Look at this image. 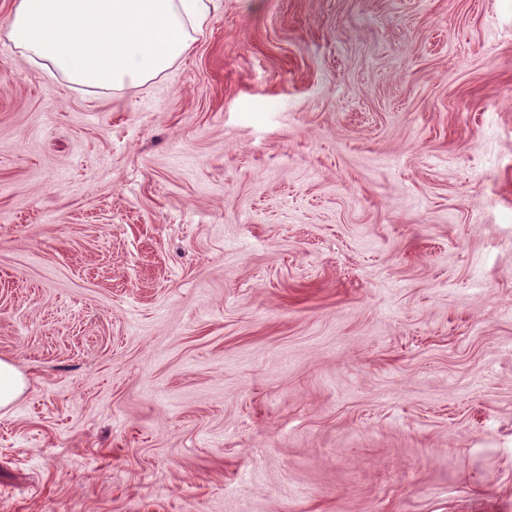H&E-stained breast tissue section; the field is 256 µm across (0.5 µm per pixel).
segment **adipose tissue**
Here are the masks:
<instances>
[{
    "label": "adipose tissue",
    "mask_w": 512,
    "mask_h": 512,
    "mask_svg": "<svg viewBox=\"0 0 512 512\" xmlns=\"http://www.w3.org/2000/svg\"><path fill=\"white\" fill-rule=\"evenodd\" d=\"M212 0H14L7 37L27 60L70 82L148 81L190 49Z\"/></svg>",
    "instance_id": "ef3b65f1"
}]
</instances>
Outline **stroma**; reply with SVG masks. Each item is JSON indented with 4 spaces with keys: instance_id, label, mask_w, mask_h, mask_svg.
I'll return each mask as SVG.
<instances>
[{
    "instance_id": "stroma-1",
    "label": "stroma",
    "mask_w": 512,
    "mask_h": 512,
    "mask_svg": "<svg viewBox=\"0 0 512 512\" xmlns=\"http://www.w3.org/2000/svg\"><path fill=\"white\" fill-rule=\"evenodd\" d=\"M0 0V512H512V0H216L155 78ZM24 390L19 372L9 363L0 360V407L8 405Z\"/></svg>"
}]
</instances>
